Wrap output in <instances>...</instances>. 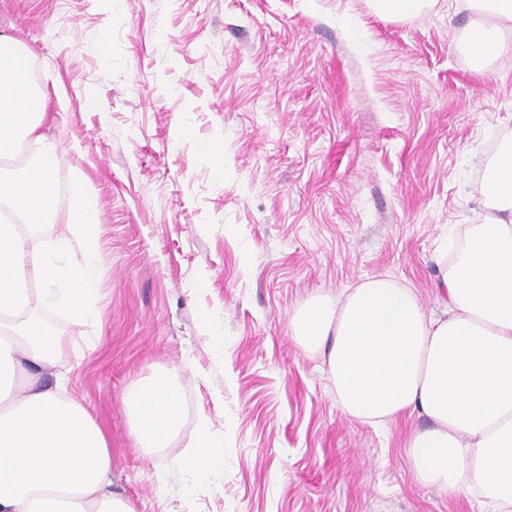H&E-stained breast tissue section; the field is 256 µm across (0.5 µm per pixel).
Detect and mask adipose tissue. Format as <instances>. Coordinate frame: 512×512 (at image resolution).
Returning <instances> with one entry per match:
<instances>
[{"label": "adipose tissue", "instance_id": "ef3b65f1", "mask_svg": "<svg viewBox=\"0 0 512 512\" xmlns=\"http://www.w3.org/2000/svg\"><path fill=\"white\" fill-rule=\"evenodd\" d=\"M482 13L463 49L477 67L512 36V0H460ZM23 54L0 35V159L18 139L36 147L18 174L0 175V205L18 222L0 223V318L20 315L0 337V375L29 366L25 388L0 383V512H135L112 480L106 436L81 404L63 395L60 342L31 313L30 274L43 279L41 303L70 308L85 324L96 305V214L81 183L72 188L71 229L41 242L33 228L51 223L57 147L39 134L41 113L23 108L32 93ZM486 213L442 276L443 316L432 317L416 293L387 277L369 279L331 299L310 297L292 319L308 352L327 351L336 400L350 418L375 427L403 416L429 425L405 443L416 480L471 493L493 512H512V142L485 164L479 188ZM81 258H68L72 249ZM124 404L137 447L151 455L173 446L182 425L177 374L160 371L130 388ZM208 420H200L179 457L197 481L220 475Z\"/></svg>", "mask_w": 512, "mask_h": 512}]
</instances>
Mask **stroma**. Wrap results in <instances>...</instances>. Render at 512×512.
Listing matches in <instances>:
<instances>
[{"label":"stroma","mask_w":512,"mask_h":512,"mask_svg":"<svg viewBox=\"0 0 512 512\" xmlns=\"http://www.w3.org/2000/svg\"><path fill=\"white\" fill-rule=\"evenodd\" d=\"M473 18L457 0L402 20L371 0H0L59 147L36 234L65 229L77 180L98 218L99 321L39 314L136 512H477L415 481L426 418L350 419L291 331L310 296L375 276L441 312L446 246L512 138V39L474 78ZM160 368L180 372L183 435L205 417L223 442L212 482L135 445L123 397Z\"/></svg>","instance_id":"obj_1"}]
</instances>
